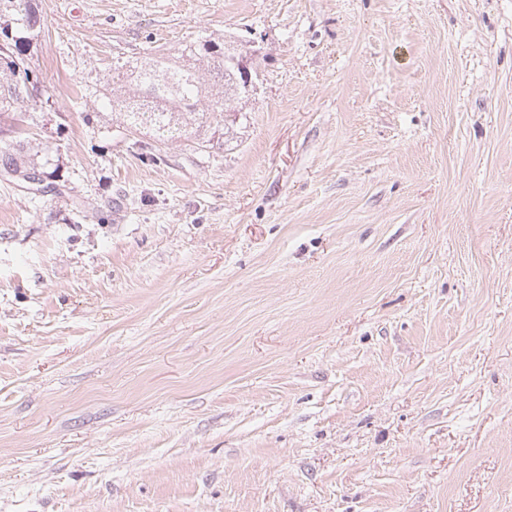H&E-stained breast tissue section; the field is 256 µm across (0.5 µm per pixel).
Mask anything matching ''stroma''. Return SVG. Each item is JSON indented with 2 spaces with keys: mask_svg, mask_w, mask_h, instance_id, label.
<instances>
[{
  "mask_svg": "<svg viewBox=\"0 0 512 512\" xmlns=\"http://www.w3.org/2000/svg\"><path fill=\"white\" fill-rule=\"evenodd\" d=\"M0 175V512H512V0H46ZM257 90L141 154L91 87ZM224 56V40L209 38L136 63L118 60L110 77L96 84L92 94L111 112H118L130 133L144 135L159 146L191 141L198 149L207 148L216 134L229 133L228 114L241 112L242 107L235 109L230 102L245 97L238 88L237 72Z\"/></svg>",
  "mask_w": 512,
  "mask_h": 512,
  "instance_id": "stroma-1",
  "label": "stroma"
}]
</instances>
